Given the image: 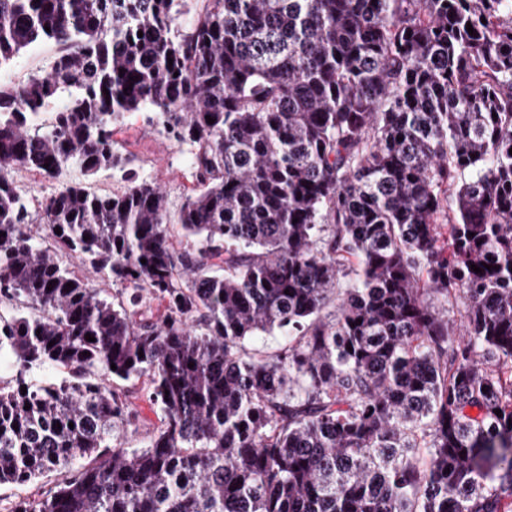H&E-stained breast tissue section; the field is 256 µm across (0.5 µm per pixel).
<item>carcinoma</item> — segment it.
Returning a JSON list of instances; mask_svg holds the SVG:
<instances>
[{
  "label": "carcinoma",
  "instance_id": "carcinoma-1",
  "mask_svg": "<svg viewBox=\"0 0 512 512\" xmlns=\"http://www.w3.org/2000/svg\"><path fill=\"white\" fill-rule=\"evenodd\" d=\"M202 2L0 0V69L60 45L0 84V485L88 459L11 512H512V0ZM142 110L178 211L129 173L28 208L13 170L122 169ZM58 54V45L52 41H43L20 55L6 69L0 72L1 83L21 85L33 75L42 74L51 60ZM152 116L149 111L127 115L115 138L129 159L127 168L157 184L167 196L171 210H176L196 185L191 156L185 145L149 123ZM146 378L118 382L117 392L120 398L128 401L136 409L138 415L123 436L125 447L140 448L160 425V411L149 404L148 383Z\"/></svg>",
  "mask_w": 512,
  "mask_h": 512
}]
</instances>
